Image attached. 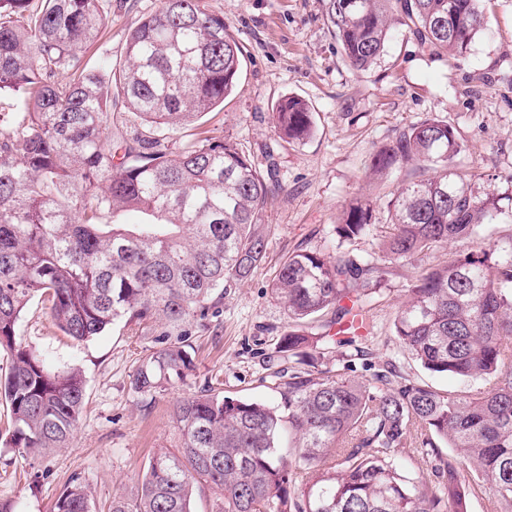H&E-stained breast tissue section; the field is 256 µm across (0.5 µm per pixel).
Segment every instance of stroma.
Masks as SVG:
<instances>
[{"label":"stroma","mask_w":512,"mask_h":512,"mask_svg":"<svg viewBox=\"0 0 512 512\" xmlns=\"http://www.w3.org/2000/svg\"><path fill=\"white\" fill-rule=\"evenodd\" d=\"M206 4L240 42L241 72L223 106L177 130L173 143L226 137L255 157L273 152L280 187L263 213L266 261L225 295L206 329L195 330L193 370L151 399L129 387L148 340L117 324L78 342L52 324L39 301L29 303L19 339L51 366L80 370L86 404L68 448L33 457L0 446V499L12 501L16 512H50L75 475L91 494L92 512H108L113 497L143 477L155 452L177 445L173 402L212 379H219L226 395L271 399L261 379L277 339L289 329L283 305L271 294L276 269L295 250H335L338 217L357 198H371L376 223L386 224L387 203L399 184L413 178L414 167L401 165L380 182L370 180L369 167L378 149L414 123L429 116L448 121L461 143L455 167L475 175L480 192L503 199L505 215L481 228V237L493 243L512 236V0H483L488 25L463 57L433 53L399 26L377 64L363 72L346 61L326 0ZM158 5L159 0H112V20L85 49V58L108 54L122 63L130 29ZM288 95L307 101L314 113L315 134L302 144L280 139L271 120L277 101ZM458 250L451 244L386 264L382 290L365 303L374 361L395 359L411 379L442 390L452 379L430 374L399 353L393 323L415 272L445 265Z\"/></svg>","instance_id":"stroma-1"}]
</instances>
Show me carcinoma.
Segmentation results:
<instances>
[{
  "label": "carcinoma",
  "mask_w": 512,
  "mask_h": 512,
  "mask_svg": "<svg viewBox=\"0 0 512 512\" xmlns=\"http://www.w3.org/2000/svg\"><path fill=\"white\" fill-rule=\"evenodd\" d=\"M481 0H327V17L349 65L377 63L397 23L435 52L461 56L487 25ZM106 0H0V379L11 431L27 455L68 447L86 384L53 369L18 341L28 303L88 341L121 323L152 337L131 384L155 396L193 370L186 326H207L224 295L266 259L262 222L278 186L272 156L257 159L228 139L175 152L170 133L224 103L242 47L204 0H160L124 46L125 63L91 65L82 52L109 24ZM60 70L72 72L65 84ZM148 128L128 132L113 109ZM279 137L302 143L315 130L308 103L284 97L272 112ZM460 144L437 117L377 151L372 176L408 163L418 176L388 201L384 257L407 260L462 243L448 264L418 270L394 320L403 354L461 383L439 391L369 352L345 328L366 313L383 270L349 251L296 250L271 292L296 325L275 344L273 399L231 397L208 383L177 399L175 449L161 450L109 512H193L195 493L217 495L215 512H468L481 486L512 512V237L485 243L478 229L503 215L500 199L458 172ZM374 204L358 198L335 226L337 247L378 229ZM118 212L147 220L105 224ZM325 334L303 325L324 315ZM339 348L336 369L320 350ZM458 454L443 455L438 442ZM51 512H90L72 477Z\"/></svg>",
  "instance_id": "1"
}]
</instances>
